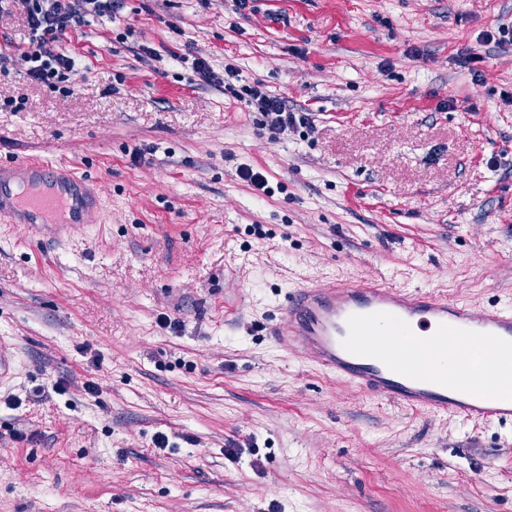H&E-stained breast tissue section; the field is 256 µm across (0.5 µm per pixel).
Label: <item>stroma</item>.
Here are the masks:
<instances>
[{"mask_svg":"<svg viewBox=\"0 0 512 512\" xmlns=\"http://www.w3.org/2000/svg\"><path fill=\"white\" fill-rule=\"evenodd\" d=\"M503 20L512 0H126L64 39L69 96L13 56L0 162L78 168L102 210L0 223V512H512V423L398 408L274 332L284 292L335 278L512 303ZM197 57L311 128L271 138Z\"/></svg>","mask_w":512,"mask_h":512,"instance_id":"stroma-1","label":"stroma"}]
</instances>
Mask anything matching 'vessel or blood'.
<instances>
[{
    "mask_svg": "<svg viewBox=\"0 0 512 512\" xmlns=\"http://www.w3.org/2000/svg\"><path fill=\"white\" fill-rule=\"evenodd\" d=\"M96 181L44 161L0 164V222L68 230L97 223ZM276 333L326 375L416 412L512 423V308H476L379 279L290 289ZM452 365H445V357Z\"/></svg>",
    "mask_w": 512,
    "mask_h": 512,
    "instance_id": "b4317fda",
    "label": "vessel or blood"
}]
</instances>
